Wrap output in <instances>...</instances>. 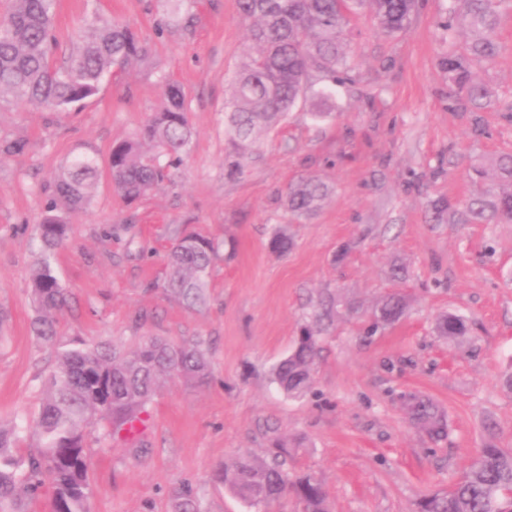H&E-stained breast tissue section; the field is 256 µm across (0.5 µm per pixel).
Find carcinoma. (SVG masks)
<instances>
[{
	"mask_svg": "<svg viewBox=\"0 0 512 512\" xmlns=\"http://www.w3.org/2000/svg\"><path fill=\"white\" fill-rule=\"evenodd\" d=\"M463 2L472 40L462 52L450 49L442 54L439 66L450 83L448 110L477 112L495 92L476 80L473 67L493 61L502 49L495 31L506 0ZM55 6L56 0H13L10 13L0 20V95L8 93L16 102L66 112L96 96L113 68L144 59L147 50L130 26L93 21L85 27L76 53L62 66L53 55ZM237 6L240 15L251 21L257 51L235 72L234 95L224 113L229 145L225 167L230 177L244 172L260 132L280 124L308 90L356 89L360 80L346 50L351 15L367 9L385 36L397 37L412 26L419 0H237ZM163 94L165 106L138 137L118 142L111 150L112 184L128 201L171 179L179 156L191 142L182 88L168 82ZM97 179V164L87 157L75 158L58 173L40 225L47 253L61 246L66 235L57 210L89 205ZM493 179L496 185L463 204L445 197L431 201L429 221L512 223V153L495 160ZM328 193L323 182L303 180L288 188V211L296 220L306 218ZM214 254V243L199 234L178 238L167 254L165 288L191 306L203 304ZM32 290L39 309L33 331L51 341L56 336L52 312L66 304L67 294L46 259L32 274ZM405 307L404 295L391 294L377 307L376 320L393 324ZM464 328V320L454 315L444 316L438 324L440 335L448 337L462 335ZM315 355V331L307 328L297 349L276 367L279 386L288 393L301 392ZM172 373L204 383L207 359L200 343L172 345L148 336L127 352H117L107 343L59 346L37 419L40 447L22 455L16 448V431L0 427V512H26L28 496L47 480L53 489L51 512H89L87 427L101 419L107 422L109 436L124 439L129 427L141 421L160 378ZM408 409L413 423L431 437H448L447 416L432 400L413 396ZM216 479L251 505L276 503L291 492L302 512H328L326 492L312 476L291 480L280 465L250 455L221 467ZM511 491L512 449L489 443L448 493L424 499L423 512H512Z\"/></svg>",
	"mask_w": 512,
	"mask_h": 512,
	"instance_id": "obj_1",
	"label": "carcinoma"
}]
</instances>
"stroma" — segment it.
<instances>
[{"label": "stroma", "instance_id": "obj_1", "mask_svg": "<svg viewBox=\"0 0 512 512\" xmlns=\"http://www.w3.org/2000/svg\"><path fill=\"white\" fill-rule=\"evenodd\" d=\"M422 0L403 36H384L369 12L352 17L349 54L360 93L307 95L287 120L262 133L242 176L224 172V104L237 64L253 52L236 0H57L56 59L68 61L93 16L130 24L149 48L106 78L82 108L48 112L0 98V425L18 429L22 451L37 447L43 384L56 343L133 349L144 336L201 342L208 379L164 377L133 446L87 430L90 512H180L191 488L199 512H301L294 498L253 506L214 479L249 452L310 474L329 512H419L424 495L446 492L488 442L512 448V223L431 224L429 200L463 201L487 187L471 166L491 168L512 152V6L501 8L502 45L476 66L496 100L479 116L446 106L448 78L437 26L448 8ZM186 96L193 138L172 180L128 203L112 186L113 145L139 134L163 104L162 83ZM323 110L315 122L310 111ZM485 132L475 135L474 121ZM93 158L97 192L67 213L66 238L47 255L40 237L50 186L76 155ZM444 173L432 177L431 172ZM313 177L331 192L302 220L286 193ZM288 252H272L274 233ZM184 233L211 239L216 253L205 304L189 308L164 288L165 254ZM348 246L337 259L340 246ZM68 294L59 335H35L31 276L42 259ZM408 298L396 323L374 327L389 293ZM336 304L311 381L297 397L273 370L313 326L317 303ZM463 316L465 334L438 335L437 320ZM421 395L446 412L448 438L410 421L404 398Z\"/></svg>", "mask_w": 512, "mask_h": 512}]
</instances>
